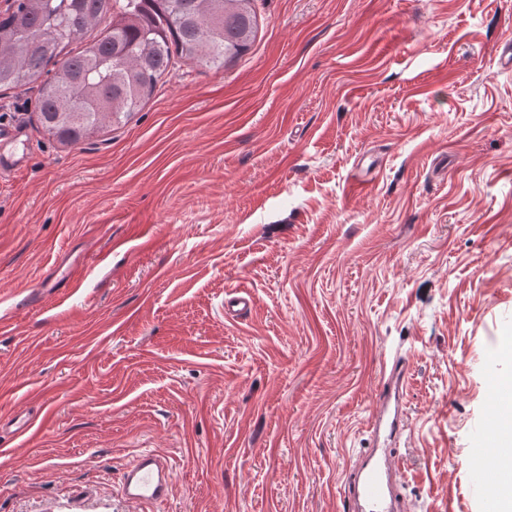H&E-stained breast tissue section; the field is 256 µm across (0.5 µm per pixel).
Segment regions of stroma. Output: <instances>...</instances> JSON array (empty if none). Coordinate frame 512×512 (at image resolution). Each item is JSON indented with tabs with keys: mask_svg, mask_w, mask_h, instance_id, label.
Here are the masks:
<instances>
[{
	"mask_svg": "<svg viewBox=\"0 0 512 512\" xmlns=\"http://www.w3.org/2000/svg\"><path fill=\"white\" fill-rule=\"evenodd\" d=\"M254 10L247 54L173 57L75 145L39 81L0 88L26 144L0 173V418H38L0 438V512H348L400 363L410 512H512L476 472L512 377V0ZM145 450L166 502L122 492Z\"/></svg>",
	"mask_w": 512,
	"mask_h": 512,
	"instance_id": "35a3bbf8",
	"label": "stroma"
}]
</instances>
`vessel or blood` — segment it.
Listing matches in <instances>:
<instances>
[{"mask_svg": "<svg viewBox=\"0 0 512 512\" xmlns=\"http://www.w3.org/2000/svg\"><path fill=\"white\" fill-rule=\"evenodd\" d=\"M404 371H392L382 382V389L372 418L373 432L395 436L405 427L401 415ZM386 448L363 452L357 467L346 480L344 497L352 512H401L399 486L401 478ZM124 496L134 503H151L168 497L170 467L167 460L152 451L140 452L122 473Z\"/></svg>", "mask_w": 512, "mask_h": 512, "instance_id": "vessel-or-blood-1", "label": "vessel or blood"}]
</instances>
